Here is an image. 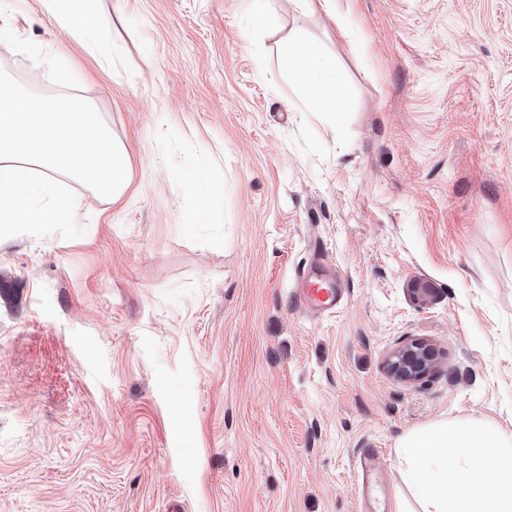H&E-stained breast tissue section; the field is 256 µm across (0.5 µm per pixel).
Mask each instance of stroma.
<instances>
[{
	"instance_id": "1",
	"label": "stroma",
	"mask_w": 512,
	"mask_h": 512,
	"mask_svg": "<svg viewBox=\"0 0 512 512\" xmlns=\"http://www.w3.org/2000/svg\"><path fill=\"white\" fill-rule=\"evenodd\" d=\"M100 0L103 64L40 0H0L34 92L89 100L125 147L81 237L0 240V512H420L403 438L512 434V0ZM317 44L351 95L310 111L278 66ZM215 212L199 217L187 177ZM322 254L346 294L290 293ZM433 344L403 384L390 355ZM299 297L308 307L324 313H335L343 298L342 288H336L329 280L309 278L301 288Z\"/></svg>"
}]
</instances>
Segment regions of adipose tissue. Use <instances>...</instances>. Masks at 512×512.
Instances as JSON below:
<instances>
[{
    "label": "adipose tissue",
    "mask_w": 512,
    "mask_h": 512,
    "mask_svg": "<svg viewBox=\"0 0 512 512\" xmlns=\"http://www.w3.org/2000/svg\"><path fill=\"white\" fill-rule=\"evenodd\" d=\"M57 23L91 37V48L110 58L109 25L98 0H40ZM281 68L305 93L312 111L344 116L350 109L348 91L320 48L288 41L279 49ZM409 481L423 504L422 512H512V435L483 424L440 422L403 441ZM493 453L499 477L488 480L479 462L449 469L457 449Z\"/></svg>",
    "instance_id": "ef3b65f1"
}]
</instances>
